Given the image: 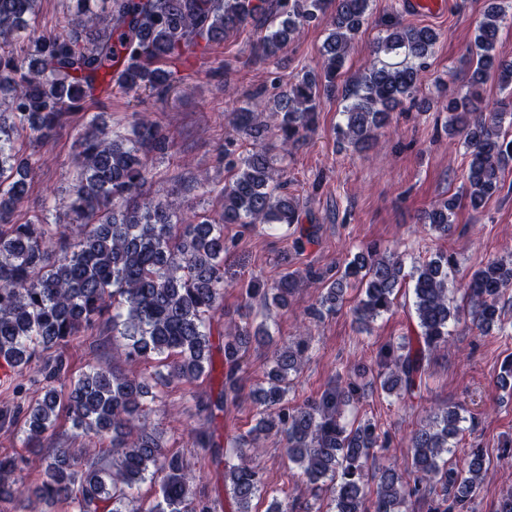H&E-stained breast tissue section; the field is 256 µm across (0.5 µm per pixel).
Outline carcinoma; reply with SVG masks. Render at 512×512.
<instances>
[{
  "label": "carcinoma",
  "mask_w": 512,
  "mask_h": 512,
  "mask_svg": "<svg viewBox=\"0 0 512 512\" xmlns=\"http://www.w3.org/2000/svg\"><path fill=\"white\" fill-rule=\"evenodd\" d=\"M37 2L0 0V358L16 369L18 379L8 383L14 393H22L27 382L40 391L34 400H21L11 416H0L18 427L26 448L24 455L0 456V502L19 503L18 512H43L59 500L71 504L72 512H219L221 494L193 491L198 476L184 456L167 448L159 429L141 421L154 397L152 377L126 372L121 364L159 358L168 378L191 382L214 370L220 351L221 390L215 398L197 397L198 412L210 424L215 412L243 392L240 361L254 345L272 347L273 358L267 385L250 390L255 425L229 449L213 430L196 435L197 447L221 468L233 512H252V501L265 494L252 461L271 433L283 436L288 461L311 485L331 484L330 512H409L414 500L429 503L431 512H450L448 501L474 498L487 473L483 455L472 453L461 470L445 467L449 440L464 421L457 410L432 414L410 438L412 469L378 470L369 499L368 462L374 449L390 446V437L369 421L350 430L342 422V408L356 392L352 383L337 379L319 396L288 406V376L312 348L310 327L299 328L292 345L278 347L264 325L247 321L214 345L213 322L224 305V225L300 221L288 181L261 142L264 128L252 105L234 109L236 130L250 132L256 144L232 163L218 223L195 221L191 207L147 197L152 158L172 144L161 126L143 118L128 134L111 132L86 112L85 131L76 141L81 169L66 203L69 224L15 219L35 165L16 146L18 132L29 130L36 143L53 139L97 86L163 97L172 87L170 64L186 50L247 26L260 30L254 54L273 64L305 24L326 15L330 29L321 73L298 77L275 105L280 149L289 152L314 129L321 98L337 91L351 45L371 17V0H275L273 8L270 0H109L104 13L92 0H69L61 30L25 36ZM509 9V0H490L470 49L465 90L448 95V131L463 137L469 161L461 192L423 213L428 231L441 236L453 231L462 205L482 208L512 165V98L490 106L484 95L491 79L512 89V62L495 53ZM438 40L429 26H384L370 68L351 79L343 96V120L336 128L341 141L358 152L370 148L391 112L415 97ZM448 265V256L438 254L412 267L419 332L386 351L392 368L380 386L390 393L413 396L431 356L448 344L450 323L459 319L448 298ZM402 277L403 264L394 255L358 253L323 286L312 315L336 312L344 288L357 281L364 295L353 313L367 326L391 310ZM296 284L287 272L267 288L252 284L249 292L285 307ZM462 290L477 329L502 325L512 261H488ZM81 335L110 336L112 346L107 357L74 377L62 346ZM62 416L76 436L106 446L93 453L64 444L45 449ZM31 456L39 458L41 480L24 491L16 475ZM146 481L158 493L139 505L135 491Z\"/></svg>",
  "instance_id": "1"
}]
</instances>
